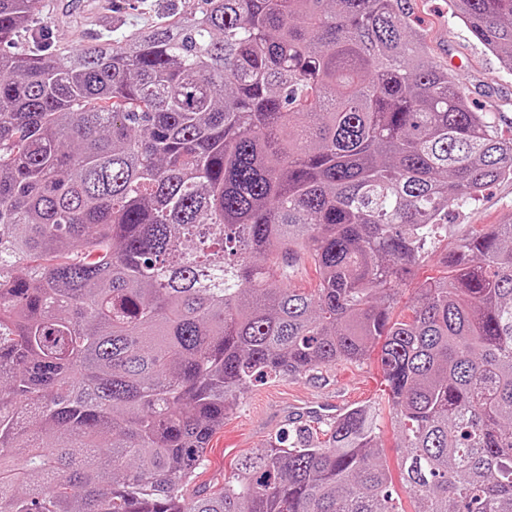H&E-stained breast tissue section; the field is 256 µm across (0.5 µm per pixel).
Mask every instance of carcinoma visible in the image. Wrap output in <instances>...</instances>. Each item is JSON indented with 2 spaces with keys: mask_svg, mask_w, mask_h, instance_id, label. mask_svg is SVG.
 <instances>
[{
  "mask_svg": "<svg viewBox=\"0 0 512 512\" xmlns=\"http://www.w3.org/2000/svg\"><path fill=\"white\" fill-rule=\"evenodd\" d=\"M450 3L512 70V0ZM411 14L197 0L53 54L41 0H0V512H402L395 479L417 512H512V222L391 317L448 209L512 177ZM373 355L387 404L184 497L253 381Z\"/></svg>",
  "mask_w": 512,
  "mask_h": 512,
  "instance_id": "cac0c4a2",
  "label": "carcinoma"
}]
</instances>
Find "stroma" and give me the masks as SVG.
<instances>
[{"label": "stroma", "mask_w": 512, "mask_h": 512, "mask_svg": "<svg viewBox=\"0 0 512 512\" xmlns=\"http://www.w3.org/2000/svg\"><path fill=\"white\" fill-rule=\"evenodd\" d=\"M193 0H101L86 17L70 13L68 0H45L47 35L61 50L89 46L99 39L160 22L189 9ZM412 26L426 36L431 58L459 76L468 101L486 113L503 134H512V71L485 49L452 14L448 0H413ZM512 220V179L490 186L479 201L448 212V234L437 242L418 278L434 274L442 253L486 224ZM385 382L376 360L341 362L276 380L259 379L227 414L206 453V463L185 487L186 498L219 488L224 473L243 454L265 450L271 437L299 427L327 428L328 410L345 409L385 397Z\"/></svg>", "instance_id": "35a3bbf8"}]
</instances>
